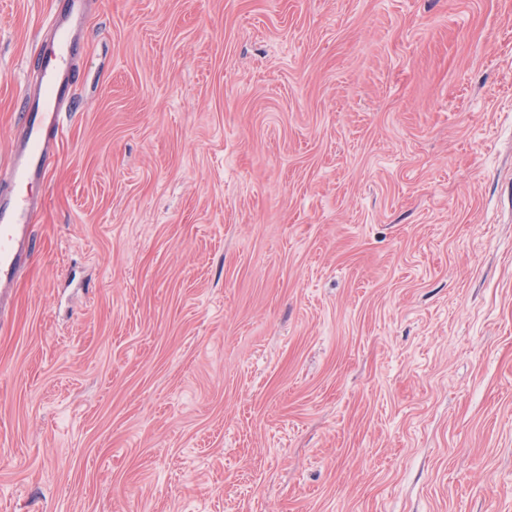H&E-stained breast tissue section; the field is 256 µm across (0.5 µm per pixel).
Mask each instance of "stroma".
<instances>
[{
    "mask_svg": "<svg viewBox=\"0 0 512 512\" xmlns=\"http://www.w3.org/2000/svg\"><path fill=\"white\" fill-rule=\"evenodd\" d=\"M59 0H0V166ZM0 327V512H512V0H88Z\"/></svg>",
    "mask_w": 512,
    "mask_h": 512,
    "instance_id": "1",
    "label": "stroma"
}]
</instances>
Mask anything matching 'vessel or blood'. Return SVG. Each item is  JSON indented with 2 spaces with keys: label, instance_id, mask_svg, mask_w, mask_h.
<instances>
[{
  "label": "vessel or blood",
  "instance_id": "vessel-or-blood-1",
  "mask_svg": "<svg viewBox=\"0 0 512 512\" xmlns=\"http://www.w3.org/2000/svg\"><path fill=\"white\" fill-rule=\"evenodd\" d=\"M38 88L28 91L19 114V142L0 182L18 185L41 180L53 157L47 142L63 131L62 115L73 95V63L70 40L57 28L53 44L36 58ZM41 204L20 193L0 195V289L11 288L17 273L28 265L38 249L31 226Z\"/></svg>",
  "mask_w": 512,
  "mask_h": 512
}]
</instances>
